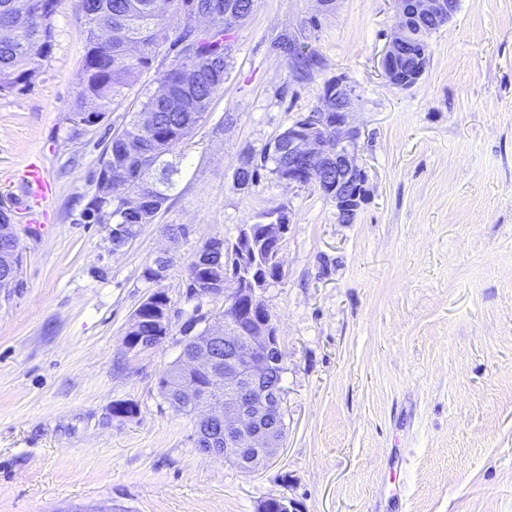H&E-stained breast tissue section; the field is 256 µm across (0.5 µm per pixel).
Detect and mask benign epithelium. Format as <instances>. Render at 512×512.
I'll return each mask as SVG.
<instances>
[{
  "instance_id": "benign-epithelium-1",
  "label": "benign epithelium",
  "mask_w": 512,
  "mask_h": 512,
  "mask_svg": "<svg viewBox=\"0 0 512 512\" xmlns=\"http://www.w3.org/2000/svg\"><path fill=\"white\" fill-rule=\"evenodd\" d=\"M397 17L387 48L381 59L383 76L399 89L413 87L423 77L428 64V39L449 22L458 8V0H396ZM353 89L342 79L326 85L323 104L313 112L300 115L288 126V136L276 135L265 146V153L288 157V167L280 166L273 175L288 184L313 185L335 205L337 218L350 224L368 196L367 176L356 162L359 131L350 125ZM124 183L107 172L97 179L95 205L106 210L112 194ZM263 240L272 244L270 263L281 272L280 253L288 232L285 209L277 210L275 221L259 225ZM252 225L238 228L232 241L212 237L194 253L189 268H210V258L229 246L244 243ZM179 242L160 252L147 266L149 283L164 281L174 263ZM196 300L224 299V316L205 325L188 337L190 354L163 377L164 385L181 392L196 405L200 432L195 440L207 444L204 454L235 464L245 473L259 470L283 447L271 418L285 421L282 381H273L274 373L283 374V353L277 329L266 305L259 303L269 282L252 278L236 270L228 283L221 270L202 281L189 279ZM248 308L249 323L235 315ZM149 312L157 322L156 335L138 336L142 314ZM172 327L170 299L162 289L150 292L133 313L124 332L123 344L132 351L154 349L167 338Z\"/></svg>"
}]
</instances>
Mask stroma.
<instances>
[{"instance_id":"35a3bbf8","label":"stroma","mask_w":512,"mask_h":512,"mask_svg":"<svg viewBox=\"0 0 512 512\" xmlns=\"http://www.w3.org/2000/svg\"><path fill=\"white\" fill-rule=\"evenodd\" d=\"M82 0H58L55 45L34 86L0 96V209L16 226L23 288L0 295V512H512V0H459L430 64L398 89L380 60L394 0H258L231 31L233 65L209 117L176 151L165 210L123 252L84 224L106 128L69 139L84 53ZM305 48L310 68L284 47ZM354 90L356 159L369 196L353 223L310 185L233 173L329 81ZM51 183L33 199L23 173ZM285 209L283 275L263 293L284 355V449L252 474L201 455L161 397L190 301L192 254ZM186 224L162 287L175 328L157 348L123 335L151 284L142 270ZM137 406L113 418L112 402Z\"/></svg>"}]
</instances>
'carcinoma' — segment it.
Returning a JSON list of instances; mask_svg holds the SVG:
<instances>
[{"instance_id":"obj_1","label":"carcinoma","mask_w":512,"mask_h":512,"mask_svg":"<svg viewBox=\"0 0 512 512\" xmlns=\"http://www.w3.org/2000/svg\"><path fill=\"white\" fill-rule=\"evenodd\" d=\"M53 0H0V29L12 35L0 40V95L23 92L31 87L51 55L55 30ZM226 0H82L84 41L82 80L66 121L68 137L84 135L83 123L100 114L98 104L109 100L121 104L126 91L141 82L157 58V49L169 44L174 52L166 70L155 84L141 89L143 100L132 116L114 129L106 142L100 169L121 175L131 170V188L146 197L145 207L129 205L118 195L108 211L110 220L87 205L81 214L85 224H123L126 232L139 236L141 226L151 224L167 207L173 186L168 161L205 115L216 94L223 88L230 66L232 45L229 32L253 14L256 0H237L240 9L224 15ZM196 5L210 7L218 16L216 30L202 34L189 23ZM112 31L109 41L101 40V30ZM212 62L213 69L197 79L182 80L186 54ZM153 113V123L142 125L139 114ZM286 165V160L259 163L240 173L242 182L252 186L259 170Z\"/></svg>"}]
</instances>
